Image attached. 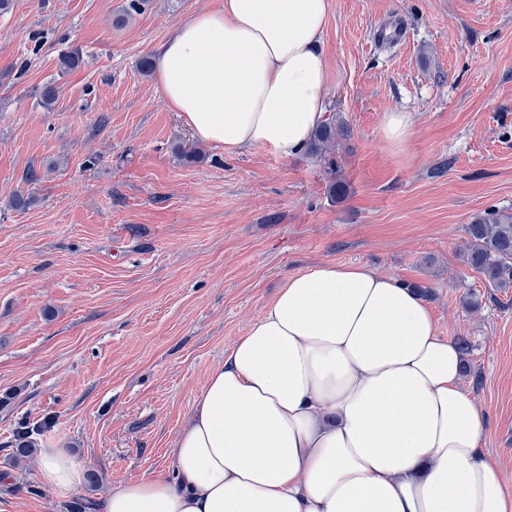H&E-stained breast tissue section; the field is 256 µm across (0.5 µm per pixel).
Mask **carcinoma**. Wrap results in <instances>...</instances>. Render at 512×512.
Listing matches in <instances>:
<instances>
[{"label": "carcinoma", "mask_w": 512, "mask_h": 512, "mask_svg": "<svg viewBox=\"0 0 512 512\" xmlns=\"http://www.w3.org/2000/svg\"><path fill=\"white\" fill-rule=\"evenodd\" d=\"M338 127L328 121L316 130L308 151L323 154L333 150ZM468 236L463 260L491 287L499 290L512 288V214L500 210H486L472 218L466 225ZM35 430L24 429L16 434L14 456L18 459L30 457L34 451Z\"/></svg>", "instance_id": "obj_1"}]
</instances>
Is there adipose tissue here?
<instances>
[{
    "label": "adipose tissue",
    "instance_id": "obj_1",
    "mask_svg": "<svg viewBox=\"0 0 512 512\" xmlns=\"http://www.w3.org/2000/svg\"><path fill=\"white\" fill-rule=\"evenodd\" d=\"M330 0H224L157 50L162 96L235 155L301 152L322 124ZM464 355L397 277L323 262L288 277L195 398L173 477L113 489L102 512H512ZM44 481L82 469L58 448Z\"/></svg>",
    "mask_w": 512,
    "mask_h": 512
}]
</instances>
